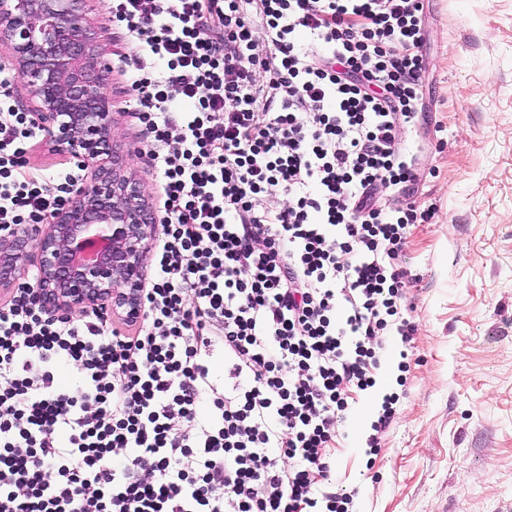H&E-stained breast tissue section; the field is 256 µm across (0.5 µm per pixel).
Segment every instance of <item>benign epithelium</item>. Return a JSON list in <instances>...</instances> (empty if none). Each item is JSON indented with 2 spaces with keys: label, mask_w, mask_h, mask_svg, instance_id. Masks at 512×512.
Returning a JSON list of instances; mask_svg holds the SVG:
<instances>
[{
  "label": "benign epithelium",
  "mask_w": 512,
  "mask_h": 512,
  "mask_svg": "<svg viewBox=\"0 0 512 512\" xmlns=\"http://www.w3.org/2000/svg\"><path fill=\"white\" fill-rule=\"evenodd\" d=\"M80 0H0V45L12 49L33 95L31 121L52 147L92 168L90 181L43 228L0 237V288H27L36 304L66 319L104 305L133 320L141 315L143 267L156 217L128 159L114 149L110 67L89 34ZM37 253V278L21 282Z\"/></svg>",
  "instance_id": "7a95c632"
}]
</instances>
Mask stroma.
Listing matches in <instances>:
<instances>
[{
  "mask_svg": "<svg viewBox=\"0 0 512 512\" xmlns=\"http://www.w3.org/2000/svg\"><path fill=\"white\" fill-rule=\"evenodd\" d=\"M423 3L417 118L401 141L420 170L408 200L432 214L410 226L401 254L415 333L407 346L391 337L376 387L355 393L332 449L335 482L353 492L354 512H512V0ZM83 9L112 67L114 142L163 215L127 79L137 49L105 0ZM381 384L400 399L369 457Z\"/></svg>",
  "mask_w": 512,
  "mask_h": 512,
  "instance_id": "1",
  "label": "stroma"
}]
</instances>
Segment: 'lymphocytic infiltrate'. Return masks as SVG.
<instances>
[{"instance_id":"f902f5d3","label":"lymphocytic infiltrate","mask_w":512,"mask_h":512,"mask_svg":"<svg viewBox=\"0 0 512 512\" xmlns=\"http://www.w3.org/2000/svg\"><path fill=\"white\" fill-rule=\"evenodd\" d=\"M166 224L134 332L0 303V512H351L328 449L385 338L409 343L401 149L422 0H109ZM0 65V235L81 178ZM289 198L282 209L269 198ZM224 374L212 371L216 350Z\"/></svg>"}]
</instances>
